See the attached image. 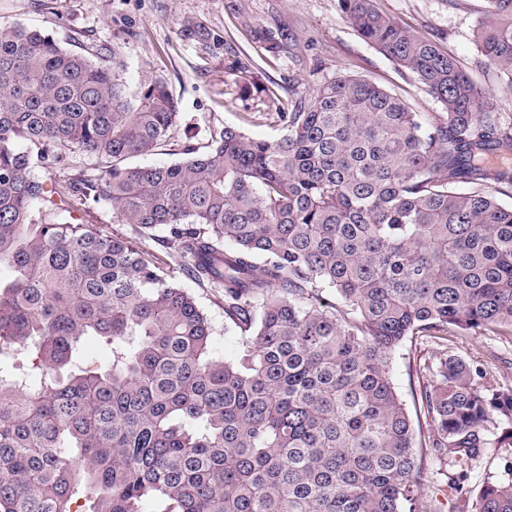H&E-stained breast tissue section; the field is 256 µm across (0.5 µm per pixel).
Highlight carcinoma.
<instances>
[{
  "label": "carcinoma",
  "mask_w": 512,
  "mask_h": 512,
  "mask_svg": "<svg viewBox=\"0 0 512 512\" xmlns=\"http://www.w3.org/2000/svg\"><path fill=\"white\" fill-rule=\"evenodd\" d=\"M486 3L474 43L512 85V0ZM339 5L443 113L341 75L277 113L274 138L226 125L145 167L128 160L177 128L165 77L130 97L115 67L0 24V354L30 369H0V512H418L391 356L450 326L512 335V205L482 189L480 162L512 153V127L436 42L373 0ZM32 146L47 165L94 164L49 190ZM56 194L110 203L128 232L74 222ZM157 229L163 255L142 245ZM169 259L223 298L235 360ZM89 336L108 364L83 362ZM426 369L429 447L462 467L457 490L512 446V386L456 356ZM459 512H512V478Z\"/></svg>",
  "instance_id": "1"
}]
</instances>
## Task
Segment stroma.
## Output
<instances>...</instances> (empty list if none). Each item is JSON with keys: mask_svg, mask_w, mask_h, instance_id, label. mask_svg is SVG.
I'll return each mask as SVG.
<instances>
[{"mask_svg": "<svg viewBox=\"0 0 512 512\" xmlns=\"http://www.w3.org/2000/svg\"><path fill=\"white\" fill-rule=\"evenodd\" d=\"M402 26L436 41L451 53L485 92V111L512 123V84L485 65L473 30L485 0H376ZM201 22L208 38L186 36L185 20ZM0 23H21L52 34L64 47L99 64L120 61L117 74L127 92L150 77L164 76L180 112L170 139L134 165L180 159L185 140L207 145L217 130L241 127L260 138L278 135L277 111L288 108L317 85L336 76L360 77L402 97L413 111L431 115L440 104L392 61L365 42L347 22L338 0H0ZM285 34L279 53L266 52L254 36ZM174 280L194 292L214 328V347L234 359L239 334L224 321L219 297L197 290L182 270ZM449 353L488 368L512 384V340L477 331L443 339L407 340L392 356L390 378L415 426L422 468L420 512H452L457 501L475 495L484 482L505 478L512 447L488 449L468 469L458 493H449V460L427 448L430 429L418 404L429 384L425 363Z\"/></svg>", "mask_w": 512, "mask_h": 512, "instance_id": "obj_1", "label": "stroma"}]
</instances>
